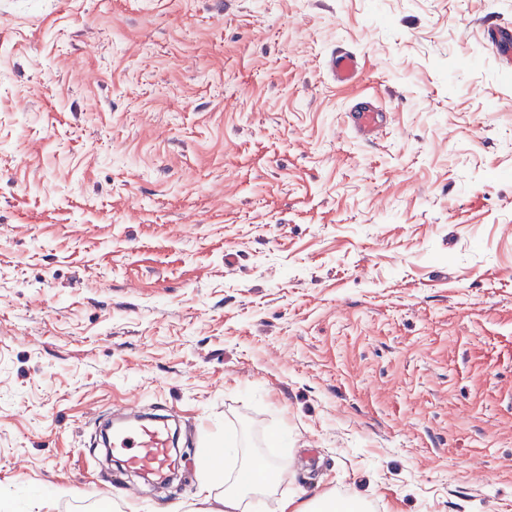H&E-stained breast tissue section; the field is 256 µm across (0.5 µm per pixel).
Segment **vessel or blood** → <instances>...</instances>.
<instances>
[{
	"instance_id": "b4317fda",
	"label": "vessel or blood",
	"mask_w": 512,
	"mask_h": 512,
	"mask_svg": "<svg viewBox=\"0 0 512 512\" xmlns=\"http://www.w3.org/2000/svg\"><path fill=\"white\" fill-rule=\"evenodd\" d=\"M329 70L337 82L349 83L360 75L362 67L356 55L338 51L329 59ZM349 118L352 128L367 139L374 137L385 122L384 112L370 101L360 103ZM101 437L105 447L120 454L123 472L156 484L171 481L175 442L166 416L142 412L133 404L114 423L104 425Z\"/></svg>"
}]
</instances>
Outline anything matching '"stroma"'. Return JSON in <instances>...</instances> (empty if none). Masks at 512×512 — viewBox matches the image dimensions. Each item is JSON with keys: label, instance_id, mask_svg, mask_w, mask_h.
<instances>
[{"label": "stroma", "instance_id": "35a3bbf8", "mask_svg": "<svg viewBox=\"0 0 512 512\" xmlns=\"http://www.w3.org/2000/svg\"><path fill=\"white\" fill-rule=\"evenodd\" d=\"M486 21L512 0H0V512H195L229 440L288 469L254 512H512ZM133 400L186 461L136 503L90 420ZM329 70L337 82L349 83L360 75L362 67L356 55L349 51H338L329 59ZM352 128L366 139L374 137L385 124V113L371 101L362 102L349 113ZM360 501H338L334 496H327L309 501H296V499H283L278 503L279 512H357L363 511Z\"/></svg>", "mask_w": 512, "mask_h": 512}]
</instances>
